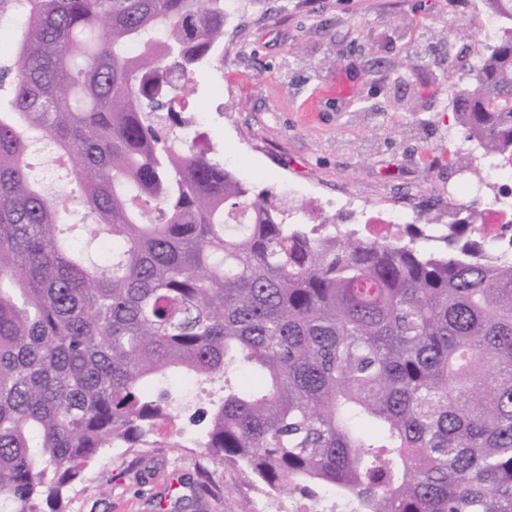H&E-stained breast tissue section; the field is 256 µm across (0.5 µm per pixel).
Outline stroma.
Returning a JSON list of instances; mask_svg holds the SVG:
<instances>
[{"label":"stroma","mask_w":512,"mask_h":512,"mask_svg":"<svg viewBox=\"0 0 512 512\" xmlns=\"http://www.w3.org/2000/svg\"><path fill=\"white\" fill-rule=\"evenodd\" d=\"M494 23L482 0H257L224 36V67L189 77V134L299 224H336L368 239L409 224L453 220L472 194H503L488 173L456 165L474 145L454 97ZM409 198L396 226L369 223L368 207ZM197 381L178 420L146 443L108 448L69 492L70 512H292L195 442L189 416L236 386ZM188 486L187 500L170 489Z\"/></svg>","instance_id":"obj_1"}]
</instances>
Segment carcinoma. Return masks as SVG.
I'll list each match as a JSON object with an SVG mask.
<instances>
[{
  "mask_svg": "<svg viewBox=\"0 0 512 512\" xmlns=\"http://www.w3.org/2000/svg\"><path fill=\"white\" fill-rule=\"evenodd\" d=\"M240 0H0L22 13L0 65V512H66L104 448L178 417L161 386L238 387L199 444L267 495L354 512H512V254L466 218L392 241L288 224L199 151L188 76ZM455 96L495 168L512 162V0ZM50 144L78 195L45 194ZM112 247L86 262L70 202Z\"/></svg>",
  "mask_w": 512,
  "mask_h": 512,
  "instance_id": "cac0c4a2",
  "label": "carcinoma"
}]
</instances>
